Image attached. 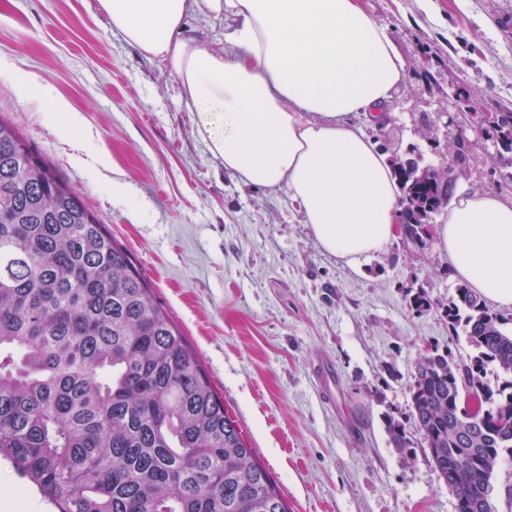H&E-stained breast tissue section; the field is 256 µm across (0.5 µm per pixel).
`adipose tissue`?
Listing matches in <instances>:
<instances>
[{
  "instance_id": "obj_1",
  "label": "adipose tissue",
  "mask_w": 512,
  "mask_h": 512,
  "mask_svg": "<svg viewBox=\"0 0 512 512\" xmlns=\"http://www.w3.org/2000/svg\"><path fill=\"white\" fill-rule=\"evenodd\" d=\"M224 47L183 36L197 0H99L113 33L166 61L211 156L247 186L286 190L322 250L356 266L394 239L400 187L367 128L383 120L407 64L359 0H208ZM19 85L62 126L79 113L37 78ZM437 247L455 277L512 309V200L457 185Z\"/></svg>"
}]
</instances>
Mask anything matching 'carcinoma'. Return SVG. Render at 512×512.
Returning <instances> with one entry per match:
<instances>
[{
    "label": "carcinoma",
    "mask_w": 512,
    "mask_h": 512,
    "mask_svg": "<svg viewBox=\"0 0 512 512\" xmlns=\"http://www.w3.org/2000/svg\"><path fill=\"white\" fill-rule=\"evenodd\" d=\"M497 129L455 113L448 164L392 163L403 246L422 249L475 148L512 166V112ZM445 313L474 355L431 348L416 364L411 417L464 512H484L512 451V317L459 286ZM496 373L490 386L488 372ZM395 447L412 440L387 421ZM57 512H288L200 358L133 256L55 165L0 117V457Z\"/></svg>",
    "instance_id": "1"
}]
</instances>
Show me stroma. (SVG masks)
Segmentation results:
<instances>
[{
	"mask_svg": "<svg viewBox=\"0 0 512 512\" xmlns=\"http://www.w3.org/2000/svg\"><path fill=\"white\" fill-rule=\"evenodd\" d=\"M362 4L408 61L373 133L389 156L415 146L445 162L423 132L457 83L469 94L458 111H512V0H436L438 19L421 25L416 0ZM1 53L82 115L83 133L62 130L0 73V117L131 251L288 512H456L409 393L424 347L473 353L448 327L459 281L447 253L396 238L358 269L324 253L286 192L246 186L212 158L167 62L113 35L98 0H0ZM390 417L410 451L391 443ZM21 484L0 459V512H51L32 486L7 508Z\"/></svg>",
	"mask_w": 512,
	"mask_h": 512,
	"instance_id": "stroma-1",
	"label": "stroma"
}]
</instances>
